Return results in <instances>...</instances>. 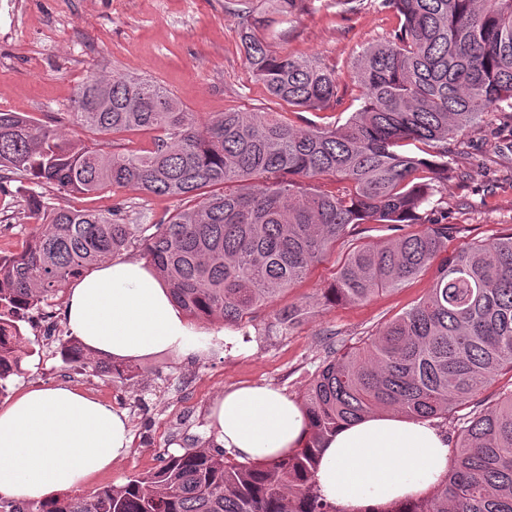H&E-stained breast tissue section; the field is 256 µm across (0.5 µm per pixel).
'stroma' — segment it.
I'll use <instances>...</instances> for the list:
<instances>
[{"label":"stroma","instance_id":"stroma-1","mask_svg":"<svg viewBox=\"0 0 512 512\" xmlns=\"http://www.w3.org/2000/svg\"><path fill=\"white\" fill-rule=\"evenodd\" d=\"M252 14L265 22L260 33L280 54L309 57L336 72L340 102L324 111L296 114L270 98L249 70L240 44L243 20L238 0H0V111L42 120L70 111L80 86L96 75L148 79L169 90L197 120L211 113L278 112L324 125L344 122L361 105V90L350 77L354 56L380 42L398 25L393 12L367 7L349 11L339 0H297L291 14L273 15L270 0H250ZM454 178L430 206L454 230L449 251L512 229V114L494 112L466 129L451 145ZM41 195L48 207L107 210L131 207L136 224H152L176 207L173 199L146 197L128 189L87 196L68 195L32 181L0 184V254L20 252L41 229L28 217L26 200ZM346 254L328 253L294 288L239 326L193 320L207 333L204 348L187 355L137 360L143 386L129 389L106 377L63 363L58 348L46 347L30 324L22 331L35 355L22 362L0 392V406L36 385L65 384L126 410L136 457H124L83 487L92 492L121 485L158 467L164 453L208 443L207 414L224 389L264 383L302 399L328 345L349 350L387 320L411 308L430 288L425 271L400 288L353 305L318 306ZM310 303L307 317L286 334L269 331L276 309Z\"/></svg>","mask_w":512,"mask_h":512}]
</instances>
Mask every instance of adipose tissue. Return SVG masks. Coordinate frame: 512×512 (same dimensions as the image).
I'll return each mask as SVG.
<instances>
[{
	"label": "adipose tissue",
	"mask_w": 512,
	"mask_h": 512,
	"mask_svg": "<svg viewBox=\"0 0 512 512\" xmlns=\"http://www.w3.org/2000/svg\"><path fill=\"white\" fill-rule=\"evenodd\" d=\"M65 320L87 352L115 361L200 350L167 285L142 260L103 262L69 288ZM215 443L233 457L268 463L304 446L308 419L283 390L224 389L209 413ZM131 446L123 410L65 385L32 386L0 407V493L50 502L110 470ZM447 435L430 420L376 414L323 442L321 497L338 512H377L437 489L448 474Z\"/></svg>",
	"instance_id": "1"
}]
</instances>
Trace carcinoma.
<instances>
[{"label": "carcinoma", "instance_id": "carcinoma-1", "mask_svg": "<svg viewBox=\"0 0 512 512\" xmlns=\"http://www.w3.org/2000/svg\"><path fill=\"white\" fill-rule=\"evenodd\" d=\"M378 6L399 24L358 55L362 104L341 125H297L276 112H215L201 123L164 87L121 75L88 79L67 113L96 135L89 143L68 137L53 116L0 112V183L27 179L69 194L111 185L182 202L155 224H128L123 206L50 209L28 198L43 228L0 256L1 384L32 355L21 315L134 245L183 311L227 324L250 321L360 224L419 229L350 244L320 289L324 304L363 303L436 267L427 294L362 346H328L303 399V447L264 465L188 448L121 486L49 504L0 494V512H337L315 483L327 434L369 414L446 420L463 410L441 486L382 512H512V231L450 254V227L424 209L448 180V145L483 115L512 109V0ZM260 25L242 24L240 40L271 98L303 111L340 103L334 70L271 51ZM128 131L152 133L151 147L106 149L109 136ZM320 180L335 189L310 186ZM309 310L306 302L279 309L272 326L286 332ZM61 353L140 385L130 365L71 342ZM507 373L495 401L478 399Z\"/></svg>", "mask_w": 512, "mask_h": 512}]
</instances>
